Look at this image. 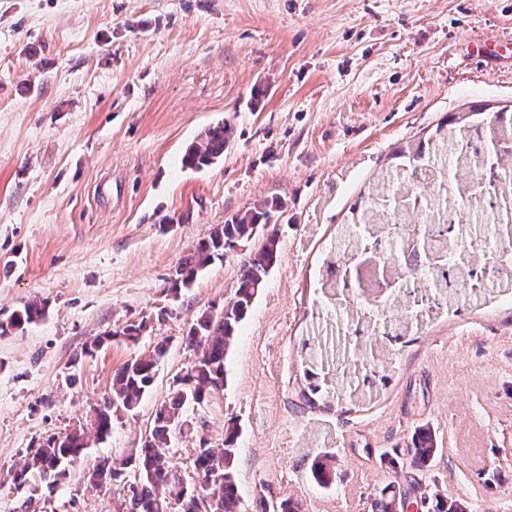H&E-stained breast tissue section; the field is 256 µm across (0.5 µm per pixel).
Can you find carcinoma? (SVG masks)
Segmentation results:
<instances>
[{"instance_id":"1","label":"carcinoma","mask_w":512,"mask_h":512,"mask_svg":"<svg viewBox=\"0 0 512 512\" xmlns=\"http://www.w3.org/2000/svg\"><path fill=\"white\" fill-rule=\"evenodd\" d=\"M233 136V128L221 122L205 128L192 142L183 158L190 168L202 169L224 156ZM274 203L263 202L233 217L225 224L215 225L210 233L199 240L192 251L179 264L169 290L178 298L192 288L199 275L224 252L236 246L261 238L243 260L240 274L230 297L222 303L202 311L183 337L187 347L193 349L194 358L185 372L176 377L171 395L155 410L152 429L131 454L125 458H107L99 462L89 481L99 486L106 480L118 481L131 462L138 463L139 478L124 487L119 512H198L194 489L202 494L216 496L213 512H245L238 490V440L240 430L230 421L224 427V441L211 446L203 441L194 459L196 477L185 480L175 470L166 453L171 436L185 433L187 410L209 401L222 390L227 378V360L238 331L249 314L258 294L265 287L270 273L281 264L280 239L270 227ZM46 304L31 301L15 311L7 323H0V335L12 330H23L46 316ZM142 326L128 324L97 339L99 346L118 336L135 342ZM167 340L158 342L145 355L126 361L112 377L111 395L94 409L90 427L76 429L62 436H51L36 448H31L25 460L12 476L17 488L28 483L29 476L39 477L44 488L52 494L59 480L66 475V464L79 457L90 447V441L104 442L112 432L114 417L135 410L151 390L159 365L167 353ZM301 356L305 360L304 377H309L310 364L315 362L321 370L336 371L333 382L323 387L307 383V390L329 407L346 399H354L360 389V379L342 380L347 370L360 364L365 377L391 375L384 364L359 363L357 350L341 345L340 337L307 336L301 343ZM442 449L435 432L421 426L409 436L405 447L382 453L395 468L394 481L375 494L371 512H405V507L424 491L429 499L426 512H467L461 499H453L439 489L436 482L422 484L423 477L441 455ZM308 475L320 488L330 489L336 484L335 457L323 452L308 456ZM254 512H301L299 502L261 496L255 501Z\"/></svg>"}]
</instances>
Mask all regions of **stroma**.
Returning a JSON list of instances; mask_svg holds the SVG:
<instances>
[{
    "label": "stroma",
    "mask_w": 512,
    "mask_h": 512,
    "mask_svg": "<svg viewBox=\"0 0 512 512\" xmlns=\"http://www.w3.org/2000/svg\"><path fill=\"white\" fill-rule=\"evenodd\" d=\"M512 33V0H0V323L31 300L39 323L0 336V512H115L124 483L94 489L103 458L127 452L193 358L183 343L229 296L236 247L173 297L169 282L211 227L263 200L282 265L241 326L227 383L191 411L167 454L193 471L200 441L241 428L244 506L259 495L303 512H370L394 474L382 449L436 431L429 472L474 512H512V305L425 326L371 405L299 398L298 344L321 304L317 276L364 186L453 114L512 105V59L479 54ZM262 88L251 104L254 88ZM229 122L223 159L195 170L186 147ZM145 323L137 342L93 340ZM169 351L138 409L68 465L54 493L16 489L28 449L85 425L112 374L162 338ZM335 455L320 489L306 456Z\"/></svg>",
    "instance_id": "stroma-1"
}]
</instances>
